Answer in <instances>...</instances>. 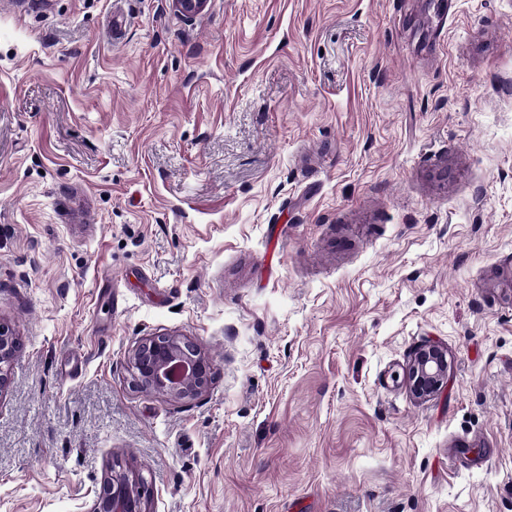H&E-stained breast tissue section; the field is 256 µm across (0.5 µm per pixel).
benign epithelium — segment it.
Here are the masks:
<instances>
[{"label": "benign epithelium", "mask_w": 512, "mask_h": 512, "mask_svg": "<svg viewBox=\"0 0 512 512\" xmlns=\"http://www.w3.org/2000/svg\"><path fill=\"white\" fill-rule=\"evenodd\" d=\"M185 18L201 13L208 0H170ZM18 337L0 323V392L8 383ZM130 365L138 386L175 400L190 401L207 392L212 364L185 336H149L138 342ZM448 349L426 342L413 352L404 368L403 383L417 399L435 396L448 376ZM153 490L132 465L119 460L109 464L89 512H151Z\"/></svg>", "instance_id": "7a95c632"}]
</instances>
